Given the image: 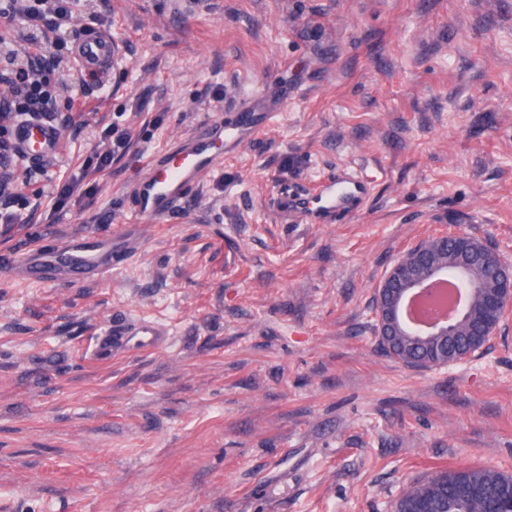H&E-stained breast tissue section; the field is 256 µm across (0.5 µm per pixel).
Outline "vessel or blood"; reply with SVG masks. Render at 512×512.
<instances>
[{"mask_svg": "<svg viewBox=\"0 0 512 512\" xmlns=\"http://www.w3.org/2000/svg\"><path fill=\"white\" fill-rule=\"evenodd\" d=\"M75 56L86 73L103 71L112 62L110 35L93 32L77 38ZM238 116L232 121H207L189 135L179 138L156 153L145 173L130 181L125 189L134 223L165 218L182 212L200 178L222 166L225 156L262 134L276 118L275 112H259L238 101ZM62 136L58 127L41 120H25L16 128L19 155L36 164L55 160ZM367 179L351 172L323 184L320 199L325 215L348 213L368 194ZM130 254L125 236L75 234L52 248L36 244L20 254L0 259L1 280L55 281L74 278H101L122 264ZM165 331L158 324L117 319L96 342L94 356L107 361L117 352L149 351L161 346Z\"/></svg>", "mask_w": 512, "mask_h": 512, "instance_id": "vessel-or-blood-1", "label": "vessel or blood"}]
</instances>
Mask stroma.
Returning a JSON list of instances; mask_svg holds the SVG:
<instances>
[{
	"label": "stroma",
	"mask_w": 512,
	"mask_h": 512,
	"mask_svg": "<svg viewBox=\"0 0 512 512\" xmlns=\"http://www.w3.org/2000/svg\"><path fill=\"white\" fill-rule=\"evenodd\" d=\"M122 58L51 104L63 151L13 162L19 220L0 254L118 232L147 159L239 98L278 121L146 221L96 280L0 283V503L12 512H390L438 469L512 474V324L469 366L381 349L373 292L430 236L512 262V0H92L74 33ZM53 33L0 24L23 61ZM133 145L87 210L50 216L110 125ZM351 167L374 184L333 224L281 213ZM169 329L94 361L113 319Z\"/></svg>",
	"instance_id": "obj_1"
}]
</instances>
